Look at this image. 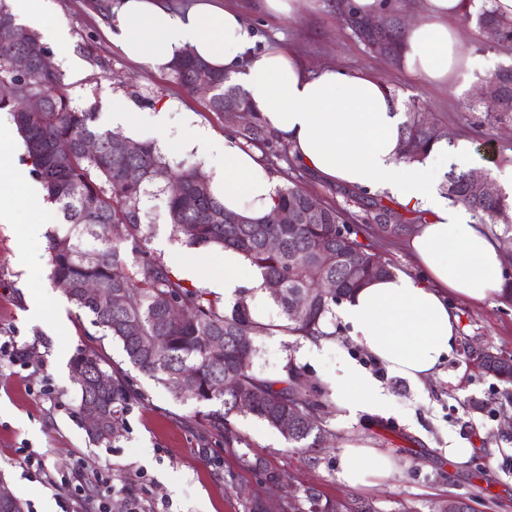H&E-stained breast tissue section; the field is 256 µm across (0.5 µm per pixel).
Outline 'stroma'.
Segmentation results:
<instances>
[{
    "instance_id": "obj_1",
    "label": "stroma",
    "mask_w": 512,
    "mask_h": 512,
    "mask_svg": "<svg viewBox=\"0 0 512 512\" xmlns=\"http://www.w3.org/2000/svg\"><path fill=\"white\" fill-rule=\"evenodd\" d=\"M97 0H42L44 21L36 32L51 58L73 57L78 71L64 81L74 105H97L98 122L110 126L115 104L132 108V129L148 126L163 104L194 112L200 125L216 136L233 132L222 113L211 111L202 95L186 94L170 71H153L130 61L104 36ZM334 0H300L294 18L265 15L252 0H239L248 24L261 40L277 39L309 69L336 65L369 70L394 91L399 106L417 103L447 127L448 162L497 174L512 165V134L483 115L468 111L477 88L498 66L512 63V53L481 46L474 24L459 22L474 68L459 67L449 83L431 84L391 66L371 53L336 17ZM68 35L55 41L56 29ZM273 170L281 186L295 184L348 210L358 224L372 225L370 213L352 202L351 191L317 181L285 158ZM148 225L146 249L183 276L206 288L224 271V253L196 249L175 235L167 219L166 195L149 186L141 201ZM53 204L32 209L17 206L10 223H0V343L30 349L27 365L0 359V477L26 503L25 512H85L48 476L78 485L95 475L109 479L124 496L136 499L142 512H246L252 500L269 501L273 512H308L307 489L322 500L365 502L376 512H432L434 502L468 498L473 512H512V384L486 374L470 352L481 348L512 357V299L494 295L476 303L453 298L458 318L456 345L439 374L415 383L391 375L354 341L349 326L327 316V347L311 352L305 339L283 332L257 337L251 369L262 376L284 377L294 364L314 382L327 405L332 435L312 451L289 447L282 435L253 418L235 417L240 438L227 446L197 417V404L182 401L131 364L119 343L105 338L90 316L70 303L50 278L47 234L64 232ZM41 222L44 234L27 236L26 227ZM27 262L18 265V253ZM28 281L41 291L47 308H59L63 321L34 318L19 287ZM80 348L96 350L123 378L130 395L119 430L111 442L90 440L78 412L79 391L69 361ZM363 366L389 398L383 414L345 415L337 409L333 385L342 358ZM363 442L390 454L397 473L375 486L352 487L340 478L342 453L350 442ZM452 448L467 449L463 459ZM277 480H269V473Z\"/></svg>"
}]
</instances>
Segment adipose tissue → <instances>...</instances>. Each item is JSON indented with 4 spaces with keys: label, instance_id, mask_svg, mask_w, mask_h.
<instances>
[{
    "label": "adipose tissue",
    "instance_id": "ef3b65f1",
    "mask_svg": "<svg viewBox=\"0 0 512 512\" xmlns=\"http://www.w3.org/2000/svg\"><path fill=\"white\" fill-rule=\"evenodd\" d=\"M105 33L131 60L167 66L188 52L223 71L246 92L265 127L283 140L306 170L346 187L395 197L400 206L423 212L408 237L423 277L395 273L357 290L334 313L389 373L418 382L433 377L458 336L449 299L484 301L505 291L502 250L463 206L449 205L437 190L448 146L438 143L419 162L400 159L403 112L390 89L368 71L337 66L308 70L296 54L276 42L258 43L242 10L230 0H193L183 10L168 0H101ZM472 0H423L419 20L404 32L400 67L440 84L460 65H472L455 25L472 12ZM186 150L210 177L226 210L260 218L277 199L278 177L254 147L215 137L191 112H183ZM43 189L13 158L0 138V222H9L18 202L37 204ZM211 288L232 300L243 288H261L262 277L239 253L225 251L224 273ZM333 389L336 405L353 416L380 413L387 397L356 363L346 360ZM395 460L352 442L343 453L340 477L350 486L395 473Z\"/></svg>",
    "mask_w": 512,
    "mask_h": 512
}]
</instances>
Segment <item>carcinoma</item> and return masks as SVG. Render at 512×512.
Segmentation results:
<instances>
[{
  "mask_svg": "<svg viewBox=\"0 0 512 512\" xmlns=\"http://www.w3.org/2000/svg\"><path fill=\"white\" fill-rule=\"evenodd\" d=\"M345 0H336V13L342 25L349 29L368 49L375 47L365 30L367 18L348 10ZM0 16L10 21V28L0 30V82L11 84L12 95L0 98V110L10 112L26 147L27 160L41 181L47 200L56 205L63 223L64 234L49 236L50 277L69 284L66 296L78 309L92 317V324L104 336L121 344L129 361L158 382L170 387L178 381L190 384L188 398L208 411H198L210 430L224 434L225 443L235 439L231 418L251 416L271 428H278V416H299L306 412L322 414L324 403L316 385L300 369L288 364L282 379H269L250 369L254 339L271 333L273 325H262L252 319L245 302L232 307L221 306L207 298V293L185 283L164 262L151 257L145 250L147 237L141 222L140 202L150 183H162L167 191L166 210L172 230L185 238L190 246L213 245L242 254L256 266L263 278V288L269 291L285 317L286 331L302 338L326 336L321 323L333 306L349 298L373 279L392 273L391 266L371 250V244L361 241L369 233L375 236L407 235L412 225L422 222L423 215L412 218L391 207L371 200L375 227L366 230L347 217L344 210L303 190L296 184L278 190L276 207L299 215L309 206L317 207L315 216L288 224H267L264 219H251L224 209V204L211 192L186 198L194 191L197 169L191 166L173 168L163 161L156 145L138 141L137 152L117 157L110 146L113 132L97 124V106L78 108L72 105L63 75L54 70L44 71L41 55L48 48L39 36L16 23L7 5L0 3ZM483 45L489 49L512 48V19L500 15L493 0H482L476 14H467ZM375 20L392 30L390 44L382 49L384 59L399 63L403 32L397 20L378 15ZM25 52L30 58L27 74L18 76L11 67L12 58ZM207 63L190 55L177 56L170 70L178 84L187 92L200 67ZM214 92L209 107L214 112L234 106L249 113L250 122L237 130L246 144L265 152V158L279 157L266 152L273 134L262 124L246 96L229 75L209 68ZM486 81L494 83L502 97L501 106L486 113L496 123L512 122V65L501 66ZM38 98L42 106L36 112H23L20 104ZM448 137L428 113L411 106L404 113L401 126L403 150L401 159L413 162L424 158L431 145ZM94 138L97 152L87 155L83 142ZM66 141L71 155L59 157L55 144ZM130 166L142 170L140 181L126 179ZM469 172L454 168L446 175L445 195L451 205L465 206L481 224H495L512 210L509 195L501 192L488 199H474L468 194ZM177 183L181 193L171 190ZM120 224L123 236L111 234V226ZM277 238L281 249L267 251L264 243ZM330 250L342 255L353 254L357 269L352 273L345 264L326 265L322 252ZM96 284L104 295L121 298L118 304L103 302L85 294V285ZM330 282L332 290L319 292L316 284ZM309 298L307 308L298 314L293 303L299 296ZM176 305L180 316L170 319L168 309ZM224 339L223 349L211 346V339ZM479 367L488 374L512 380V358L501 355L478 359ZM104 360L93 350L79 349L71 358V370H79L85 381L79 384V411L98 407L102 411L103 429L91 436L96 442H108L117 433L119 407L126 403L128 390L123 380L112 376L103 367ZM236 379L237 391H224V374ZM111 378L105 389L94 385L97 375ZM245 393L254 400L252 410L235 409L237 394ZM220 408L214 409L212 405ZM322 421L307 425L299 420L286 441L293 448L308 450L319 447L325 434Z\"/></svg>",
  "mask_w": 512,
  "mask_h": 512,
  "instance_id": "obj_1",
  "label": "carcinoma"
}]
</instances>
